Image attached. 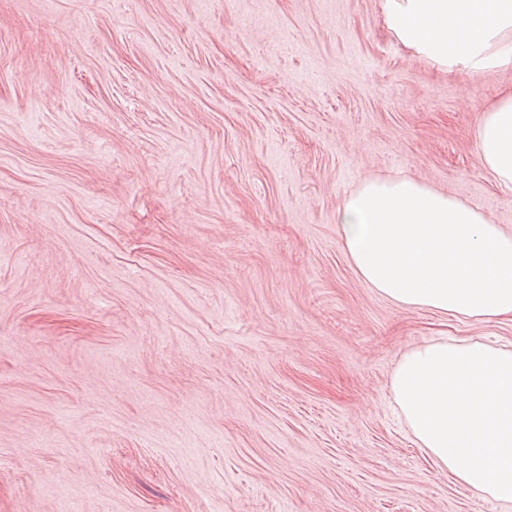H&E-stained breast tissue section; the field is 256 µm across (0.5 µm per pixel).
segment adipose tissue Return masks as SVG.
Listing matches in <instances>:
<instances>
[{"label": "adipose tissue", "instance_id": "ef3b65f1", "mask_svg": "<svg viewBox=\"0 0 512 512\" xmlns=\"http://www.w3.org/2000/svg\"><path fill=\"white\" fill-rule=\"evenodd\" d=\"M387 29L440 71L474 76L512 65V0H381ZM480 165L512 192V86L484 110ZM337 222L350 264L401 307L479 323L512 320V230L475 205L408 179L346 194ZM396 410L436 467L482 497L512 504V349L439 337L400 356Z\"/></svg>", "mask_w": 512, "mask_h": 512}]
</instances>
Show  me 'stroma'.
<instances>
[{
    "instance_id": "obj_1",
    "label": "stroma",
    "mask_w": 512,
    "mask_h": 512,
    "mask_svg": "<svg viewBox=\"0 0 512 512\" xmlns=\"http://www.w3.org/2000/svg\"><path fill=\"white\" fill-rule=\"evenodd\" d=\"M510 85L380 0H0V512H512L389 392L512 323L397 307L336 224L400 174L512 226L476 152Z\"/></svg>"
}]
</instances>
